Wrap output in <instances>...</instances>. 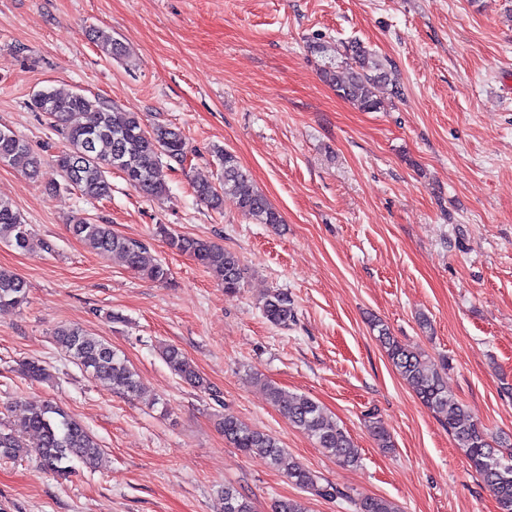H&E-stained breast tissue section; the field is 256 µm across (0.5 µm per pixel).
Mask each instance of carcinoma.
<instances>
[{
    "label": "carcinoma",
    "mask_w": 512,
    "mask_h": 512,
    "mask_svg": "<svg viewBox=\"0 0 512 512\" xmlns=\"http://www.w3.org/2000/svg\"><path fill=\"white\" fill-rule=\"evenodd\" d=\"M102 53L119 58L125 46L110 35L97 34ZM323 80L332 85L338 96L363 112H378L382 101L375 94L376 84L387 78L385 64L359 40L336 47V55L328 58L321 69ZM35 112L44 113L51 127L61 137L64 149L53 156L61 179V187L74 188L88 199L102 200L111 196L112 170L121 171L128 183L144 194L161 198L166 186L157 178L162 160L183 164L187 144L182 132L173 126H146L140 116L129 112L122 119L114 116L113 107L99 97L80 92L63 95L51 88L36 92L31 100ZM222 173L215 182L200 181L193 185L194 196L217 210L227 196L236 201L239 211L258 224H281L282 216L261 192L253 189L248 173L236 156L218 152ZM0 163L21 169L26 175H37L41 158L34 155L28 143L16 133L9 139L0 134ZM72 233L91 250L121 258L127 267L153 281L165 283L169 270L143 242L127 239L112 231L110 224H97L85 217L71 221ZM167 245L192 257L234 294L245 282V267L237 253L210 239L186 237L159 227ZM20 250L33 245V236L13 205L0 198V243ZM28 286L18 274L0 268V307L19 308L27 303ZM263 317L271 324L287 328L296 321V308L288 292L270 291L261 304ZM378 341L401 378L437 416L456 446L462 450L471 467L495 496L500 512H512V450L504 442L489 436L487 429L468 419L467 409L444 385L440 368L429 366L423 354L398 341L384 325H377ZM56 345L85 373L108 383L112 390L128 396L143 397L138 374L106 340L79 327H62L54 334ZM160 354L169 369L182 381L205 392L210 384L194 364L175 345L166 344ZM270 403L288 417L291 423L310 436L318 447L339 462L354 466L360 461L359 448L349 433L329 418L322 407L304 394L286 393L265 383ZM224 441L246 456H259L286 475L301 491L323 499L342 496L335 485L324 477L287 456L280 441L257 429L238 416L227 412L219 423ZM19 427L29 434L35 460L47 473L66 477L72 473V462L95 463L101 448L89 430L62 408L46 403L31 406L20 416ZM21 444L12 430L0 427V459H17ZM223 512H255L252 499L231 483L222 491ZM355 512H399L397 506L382 497H348ZM271 512H308L301 498H280L271 504Z\"/></svg>",
    "instance_id": "1"
}]
</instances>
